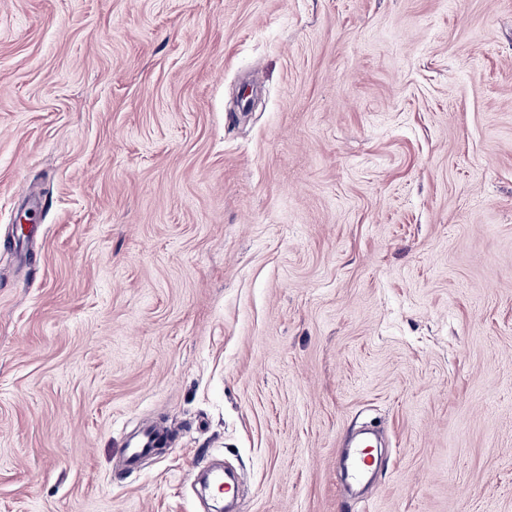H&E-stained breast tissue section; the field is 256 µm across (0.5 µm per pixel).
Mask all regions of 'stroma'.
I'll return each mask as SVG.
<instances>
[{"label": "stroma", "mask_w": 512, "mask_h": 512, "mask_svg": "<svg viewBox=\"0 0 512 512\" xmlns=\"http://www.w3.org/2000/svg\"><path fill=\"white\" fill-rule=\"evenodd\" d=\"M212 462L512 512V0H0V512H209ZM168 438L171 434L154 426L151 420H144L143 426L138 434L132 438L127 448H125L126 461L129 465H136L143 457L155 452L161 441ZM364 443L356 442L349 452L347 480L350 484H359L369 477L372 470V457Z\"/></svg>", "instance_id": "obj_1"}]
</instances>
